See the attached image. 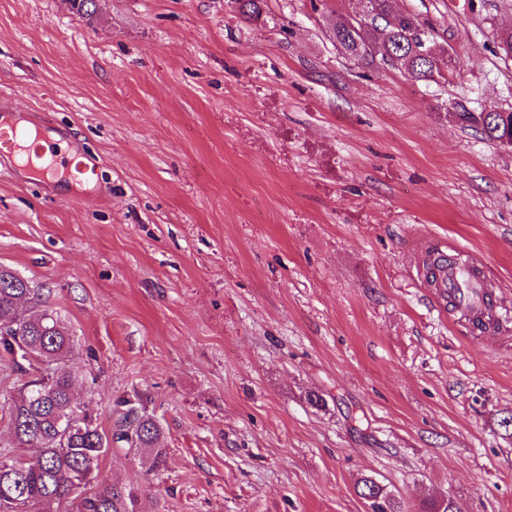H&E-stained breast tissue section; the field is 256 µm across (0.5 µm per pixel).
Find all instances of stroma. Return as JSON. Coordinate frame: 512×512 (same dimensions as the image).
Segmentation results:
<instances>
[{
  "label": "stroma",
  "instance_id": "1",
  "mask_svg": "<svg viewBox=\"0 0 512 512\" xmlns=\"http://www.w3.org/2000/svg\"><path fill=\"white\" fill-rule=\"evenodd\" d=\"M0 0V99L97 156L88 190L0 165V265L70 326L100 428L140 397L165 462L109 449L136 512H512V0H397L455 68L414 81L331 37L361 0ZM484 258L499 329L417 278L426 238ZM324 407H313L310 393ZM457 122L462 126L477 128L487 141L502 143L504 138L512 140V111L507 113V119L497 118L494 122H479L473 112H469L462 104L456 106ZM357 493L364 500L366 512H405L400 498L372 476L361 479Z\"/></svg>",
  "mask_w": 512,
  "mask_h": 512
}]
</instances>
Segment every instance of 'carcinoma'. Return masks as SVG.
Returning a JSON list of instances; mask_svg holds the SVG:
<instances>
[{"instance_id": "1", "label": "carcinoma", "mask_w": 512, "mask_h": 512, "mask_svg": "<svg viewBox=\"0 0 512 512\" xmlns=\"http://www.w3.org/2000/svg\"><path fill=\"white\" fill-rule=\"evenodd\" d=\"M67 2L81 18L97 10L96 0ZM230 2L247 21L262 15L263 0ZM366 15L367 28L360 32L344 22L332 30V39L348 58L369 65L379 55L416 81L434 78L440 59L423 58L412 46L422 33L416 15L398 10L395 0H367ZM380 20L385 25L377 44L372 32ZM455 115L459 124L478 129L490 142L512 140V111L487 123L459 104ZM32 297L44 304L29 281L0 267V374L20 378V384L0 392V415L12 430L11 442L0 445V512H61L69 500L79 501V512H135V488L100 483L95 470L113 446L152 453L156 463H163L162 426L140 403L122 399L113 409L111 431L99 429L76 401L74 380L64 368L75 349L69 326L48 308H23L22 302ZM357 493L367 512H405L400 498L370 476L361 479Z\"/></svg>"}]
</instances>
